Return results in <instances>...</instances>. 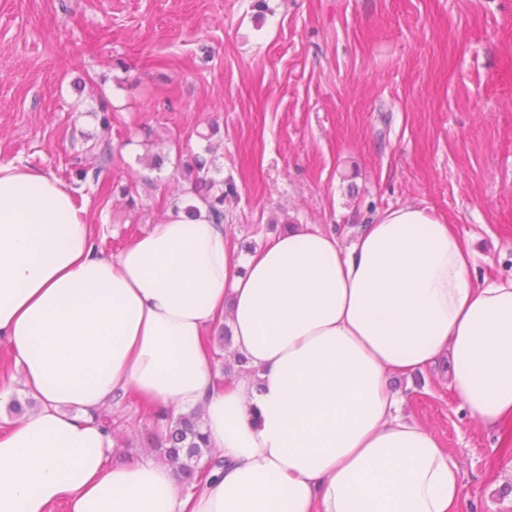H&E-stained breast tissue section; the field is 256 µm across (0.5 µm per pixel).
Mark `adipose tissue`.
I'll return each mask as SVG.
<instances>
[{
	"mask_svg": "<svg viewBox=\"0 0 512 512\" xmlns=\"http://www.w3.org/2000/svg\"><path fill=\"white\" fill-rule=\"evenodd\" d=\"M73 187L0 163V512H461L464 481L393 382L444 369L470 417L512 431V278L479 282L456 227L392 208L344 241L303 224L241 255L180 211L104 255ZM230 329L222 377L205 343ZM133 390L201 410L224 465L187 491L154 456L112 462L94 414Z\"/></svg>",
	"mask_w": 512,
	"mask_h": 512,
	"instance_id": "obj_1",
	"label": "adipose tissue"
}]
</instances>
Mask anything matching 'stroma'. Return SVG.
Here are the masks:
<instances>
[{
	"label": "stroma",
	"mask_w": 512,
	"mask_h": 512,
	"mask_svg": "<svg viewBox=\"0 0 512 512\" xmlns=\"http://www.w3.org/2000/svg\"><path fill=\"white\" fill-rule=\"evenodd\" d=\"M211 123L234 241L287 224L350 237L420 205L473 239L474 279L512 276V0H0V161L71 184L105 254L169 212L177 159ZM146 126L162 169L130 152ZM101 134L112 162L79 179ZM395 386L457 459L469 512H512L499 432L445 377Z\"/></svg>",
	"instance_id": "stroma-1"
}]
</instances>
